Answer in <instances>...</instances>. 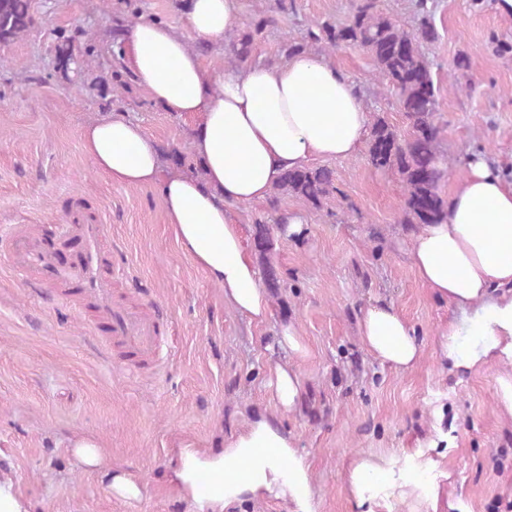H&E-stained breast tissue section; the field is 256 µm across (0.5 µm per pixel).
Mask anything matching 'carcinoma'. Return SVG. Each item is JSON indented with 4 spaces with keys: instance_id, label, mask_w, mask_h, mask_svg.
Segmentation results:
<instances>
[{
    "instance_id": "carcinoma-1",
    "label": "carcinoma",
    "mask_w": 512,
    "mask_h": 512,
    "mask_svg": "<svg viewBox=\"0 0 512 512\" xmlns=\"http://www.w3.org/2000/svg\"><path fill=\"white\" fill-rule=\"evenodd\" d=\"M422 23L417 31H406L384 16L378 0H357L349 23L325 25L308 39L325 41L329 47H359L366 50L379 76L395 92L411 132L400 134L382 118L373 122L368 138V159L378 169L395 171L405 184V224H437L445 214L446 202L439 194V184L446 168L438 150L436 87L430 63L420 49V41H432L436 30L428 21V0H418ZM31 0H0V35L10 41L22 37L32 26ZM65 68L74 76L84 72L86 61L75 58L68 47L59 48ZM342 194L336 187L334 172L328 168H296L282 173L268 205L276 209L288 197L300 199L320 209L330 198ZM273 238L270 225L254 222V246L263 266L269 292L278 294L281 277L271 260Z\"/></svg>"
}]
</instances>
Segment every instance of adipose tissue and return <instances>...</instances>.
<instances>
[{
  "label": "adipose tissue",
  "mask_w": 512,
  "mask_h": 512,
  "mask_svg": "<svg viewBox=\"0 0 512 512\" xmlns=\"http://www.w3.org/2000/svg\"><path fill=\"white\" fill-rule=\"evenodd\" d=\"M190 36L222 43L240 19L235 0H189ZM183 36L144 19L121 30L134 79L170 115L195 117L191 151L201 171H165L161 154L139 125L120 115L87 122L82 149L112 183L154 189L179 251L215 285L239 316L262 323L271 298L246 245L231 204L267 199L287 169L324 159H347L362 147L370 116L355 83L325 59L302 52L287 61L206 69ZM464 174L448 197L440 223L411 237L416 276L453 311L438 342L449 374L464 376L491 364L512 365V180L479 154L463 159ZM363 348L397 370L415 367L424 345L390 303L369 307L359 323ZM278 410L291 412L302 384L290 365L269 381ZM76 465L93 469L114 497L139 499L138 479L112 468L93 439L72 442ZM418 457L351 458L346 469L357 506L371 503L394 470L409 512H439L436 484L417 478ZM186 512H233L246 503L280 500L285 512H318L310 465L297 437L271 415L255 411L220 447L176 448L164 473Z\"/></svg>",
  "instance_id": "obj_1"
}]
</instances>
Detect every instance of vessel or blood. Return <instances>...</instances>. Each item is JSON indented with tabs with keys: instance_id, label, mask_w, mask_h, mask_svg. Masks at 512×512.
Returning a JSON list of instances; mask_svg holds the SVG:
<instances>
[{
	"instance_id": "b4317fda",
	"label": "vessel or blood",
	"mask_w": 512,
	"mask_h": 512,
	"mask_svg": "<svg viewBox=\"0 0 512 512\" xmlns=\"http://www.w3.org/2000/svg\"><path fill=\"white\" fill-rule=\"evenodd\" d=\"M106 224H65L31 234L16 226L0 238V257L35 276L36 286L63 288L70 301L94 309L93 330L103 347L116 346L135 361L159 365L164 321L115 294Z\"/></svg>"
}]
</instances>
